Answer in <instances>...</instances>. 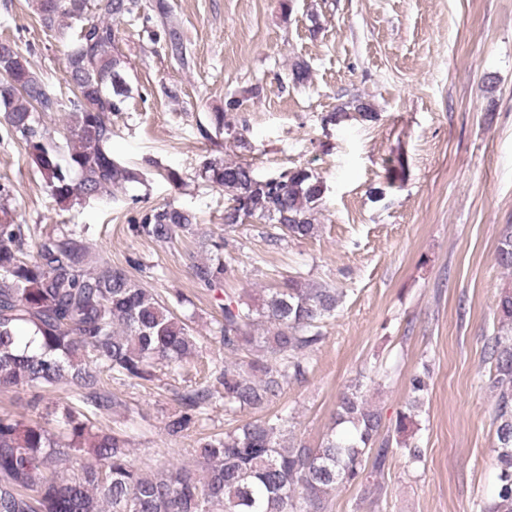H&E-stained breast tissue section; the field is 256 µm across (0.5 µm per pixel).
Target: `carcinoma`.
<instances>
[{
	"label": "carcinoma",
	"instance_id": "cac0c4a2",
	"mask_svg": "<svg viewBox=\"0 0 512 512\" xmlns=\"http://www.w3.org/2000/svg\"><path fill=\"white\" fill-rule=\"evenodd\" d=\"M46 23L57 14L74 24L52 38L65 48V80L70 93L60 97L29 67L17 44L0 40V112L8 132L26 147L51 195L61 204L108 198L117 188L141 184L144 174L115 160L110 143L112 116L122 111L129 88L125 56L118 51L110 20L148 23L144 0H29ZM105 17L86 18L89 8ZM165 48L181 65L189 63L180 34L168 24L166 0L153 5ZM291 81H311L306 62L292 66ZM69 116L67 152L52 140L45 118ZM203 138H242L213 112L199 125ZM197 177L224 189V229L259 222L270 237L305 240L318 232V208L325 187L306 169L275 178L259 176L246 160L213 159ZM195 215L168 205L134 225L137 235L168 243L192 230ZM30 228L0 219V387L32 391L37 404L44 393L70 387L76 403L63 408L59 430L24 416L0 412V512H329L330 496L342 486L359 485L378 506L383 492L370 478L384 472L394 452L421 461L422 449L406 441L418 425L429 372L410 380L411 397L384 428L381 412L361 395L355 382L340 394L331 431L311 447L285 433L290 416L275 414L197 439L196 459L176 466L160 463L149 472L130 460L128 440L98 427L125 406L104 388L102 374L120 382H149L158 367L181 370L199 354L187 320L128 268L91 251L83 235L70 230L42 232L27 250ZM210 262L192 265V276L205 288H219L228 275L222 237L209 243ZM512 269V224L506 225L495 256ZM337 289L309 282L296 272L253 303L228 295L216 332L230 355L247 350V368L213 366L205 381H192L177 396L164 429L182 437L199 421L201 409L221 402L224 414L263 410L284 387L305 376L309 355L326 336L322 324L336 316ZM499 321L509 334L486 339L484 352L493 372L498 486L488 512H512V291L497 303ZM275 326L259 335L262 320ZM88 459L70 474L65 465Z\"/></svg>",
	"mask_w": 512,
	"mask_h": 512
}]
</instances>
